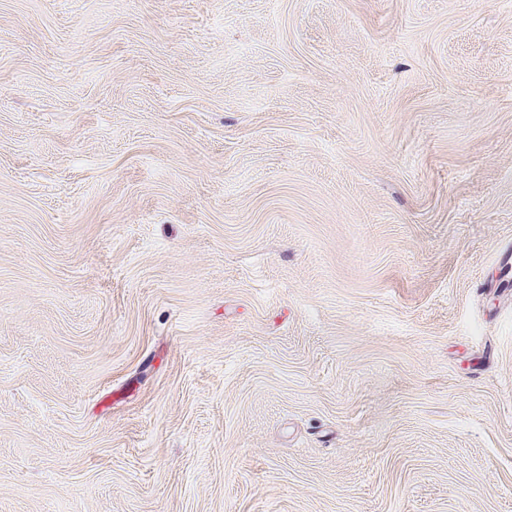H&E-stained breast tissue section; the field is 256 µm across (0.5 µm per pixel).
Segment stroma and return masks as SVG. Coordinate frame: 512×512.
Listing matches in <instances>:
<instances>
[{
    "mask_svg": "<svg viewBox=\"0 0 512 512\" xmlns=\"http://www.w3.org/2000/svg\"><path fill=\"white\" fill-rule=\"evenodd\" d=\"M512 0H0V512H512Z\"/></svg>",
    "mask_w": 512,
    "mask_h": 512,
    "instance_id": "1",
    "label": "stroma"
}]
</instances>
